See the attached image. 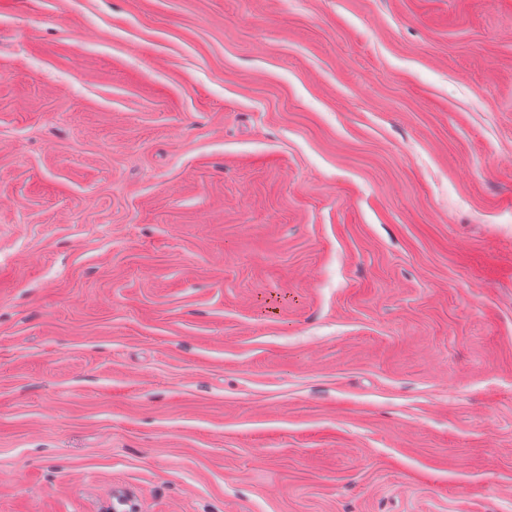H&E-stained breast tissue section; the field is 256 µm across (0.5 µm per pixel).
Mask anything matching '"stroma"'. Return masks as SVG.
Returning <instances> with one entry per match:
<instances>
[{"label": "stroma", "instance_id": "35a3bbf8", "mask_svg": "<svg viewBox=\"0 0 512 512\" xmlns=\"http://www.w3.org/2000/svg\"><path fill=\"white\" fill-rule=\"evenodd\" d=\"M512 512V0H0V512Z\"/></svg>", "mask_w": 512, "mask_h": 512}]
</instances>
